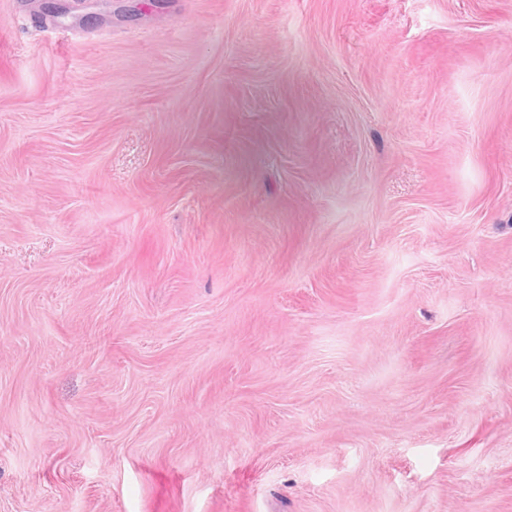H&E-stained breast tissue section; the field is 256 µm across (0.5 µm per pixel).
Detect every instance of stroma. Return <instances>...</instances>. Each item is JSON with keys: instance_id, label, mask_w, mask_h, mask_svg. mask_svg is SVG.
Instances as JSON below:
<instances>
[{"instance_id": "stroma-1", "label": "stroma", "mask_w": 512, "mask_h": 512, "mask_svg": "<svg viewBox=\"0 0 512 512\" xmlns=\"http://www.w3.org/2000/svg\"><path fill=\"white\" fill-rule=\"evenodd\" d=\"M0 0V512H512V0Z\"/></svg>"}]
</instances>
